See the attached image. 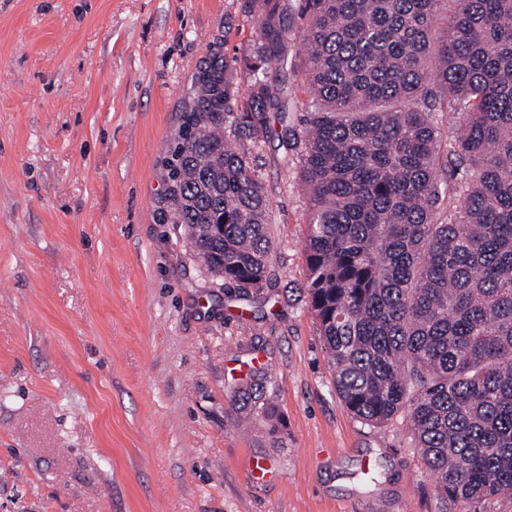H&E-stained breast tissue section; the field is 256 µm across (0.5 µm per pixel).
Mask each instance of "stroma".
I'll use <instances>...</instances> for the list:
<instances>
[{
  "label": "stroma",
  "instance_id": "stroma-1",
  "mask_svg": "<svg viewBox=\"0 0 512 512\" xmlns=\"http://www.w3.org/2000/svg\"><path fill=\"white\" fill-rule=\"evenodd\" d=\"M282 24L295 124L305 21ZM255 38L249 0H0V512H464L406 416L333 389L277 113L258 146L226 125L270 202L266 288L216 285L165 214L197 68L221 50L245 85ZM259 361L276 441L233 407Z\"/></svg>",
  "mask_w": 512,
  "mask_h": 512
}]
</instances>
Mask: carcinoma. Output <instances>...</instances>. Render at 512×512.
Instances as JSON below:
<instances>
[{"label":"carcinoma","instance_id":"1","mask_svg":"<svg viewBox=\"0 0 512 512\" xmlns=\"http://www.w3.org/2000/svg\"><path fill=\"white\" fill-rule=\"evenodd\" d=\"M282 0H250L246 89L218 51L195 77L168 172L171 223L223 286L270 276L269 203L225 118L286 121ZM303 130L287 128L309 198L307 304L335 390L372 427L407 414L445 501L512 494V0H300ZM451 112L444 133L435 113ZM270 378L234 403L269 425Z\"/></svg>","mask_w":512,"mask_h":512}]
</instances>
